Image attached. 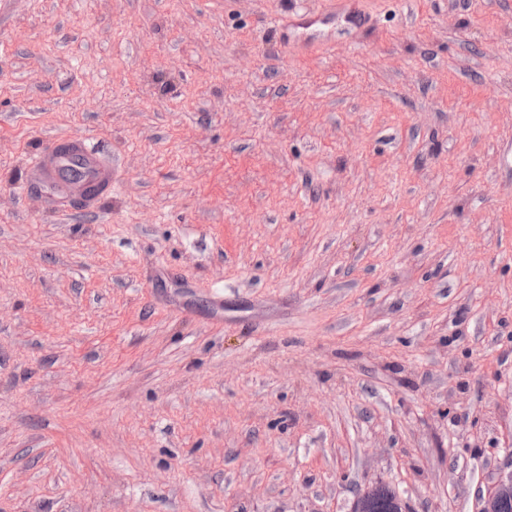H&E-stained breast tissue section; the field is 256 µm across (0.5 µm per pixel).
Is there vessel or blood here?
<instances>
[{
    "label": "vessel or blood",
    "instance_id": "1",
    "mask_svg": "<svg viewBox=\"0 0 512 512\" xmlns=\"http://www.w3.org/2000/svg\"><path fill=\"white\" fill-rule=\"evenodd\" d=\"M340 20L361 24L365 15L360 0H331L328 8L305 12L298 24L308 29V42L324 46V26ZM30 166L38 184L54 188L66 200L93 204L95 197L112 192V160L95 149L83 136L56 139L34 155Z\"/></svg>",
    "mask_w": 512,
    "mask_h": 512
}]
</instances>
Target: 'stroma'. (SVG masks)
I'll list each match as a JSON object with an SVG mask.
<instances>
[{"instance_id":"obj_1","label":"stroma","mask_w":512,"mask_h":512,"mask_svg":"<svg viewBox=\"0 0 512 512\" xmlns=\"http://www.w3.org/2000/svg\"><path fill=\"white\" fill-rule=\"evenodd\" d=\"M0 0V512H474L511 472L512 0ZM87 135L112 194L32 155ZM330 7L318 12H304L299 16L297 27L329 26L340 20H350L359 25L365 22V14L360 9L359 0H327ZM30 166L38 184L54 188L67 201L90 205L112 194V158L87 137L56 139L31 158ZM89 186L97 189L96 195L87 194ZM373 499L370 506L376 511L373 512H389L387 509L390 508L392 502L402 497V491L399 487H396L389 483H380L372 487ZM393 512H407V506L404 500L401 498L399 502L391 508Z\"/></svg>"}]
</instances>
